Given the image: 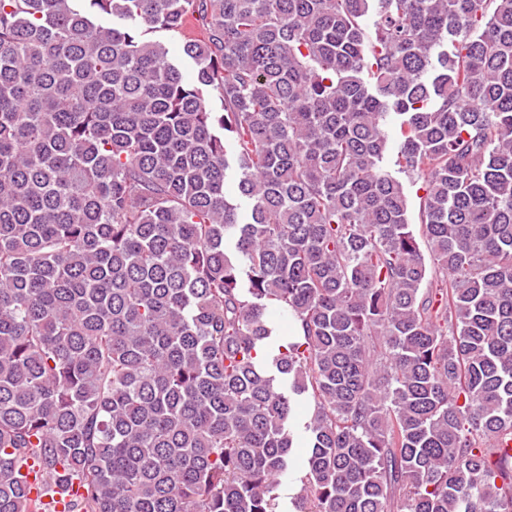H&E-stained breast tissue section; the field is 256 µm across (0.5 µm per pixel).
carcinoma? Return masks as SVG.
I'll return each mask as SVG.
<instances>
[{
    "mask_svg": "<svg viewBox=\"0 0 512 512\" xmlns=\"http://www.w3.org/2000/svg\"><path fill=\"white\" fill-rule=\"evenodd\" d=\"M511 441L512 0H0V512H512Z\"/></svg>",
    "mask_w": 512,
    "mask_h": 512,
    "instance_id": "cac0c4a2",
    "label": "carcinoma"
}]
</instances>
